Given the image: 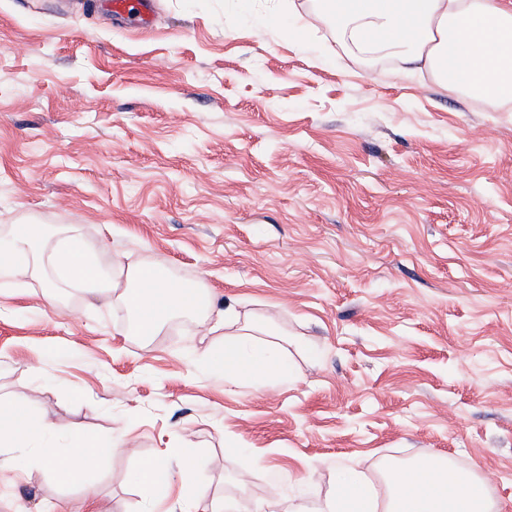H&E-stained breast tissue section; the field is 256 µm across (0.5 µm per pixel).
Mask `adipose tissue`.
<instances>
[{
    "label": "adipose tissue",
    "mask_w": 512,
    "mask_h": 512,
    "mask_svg": "<svg viewBox=\"0 0 512 512\" xmlns=\"http://www.w3.org/2000/svg\"><path fill=\"white\" fill-rule=\"evenodd\" d=\"M305 25L334 30L339 44L370 64L398 63L402 72H427L445 90L512 103V0H318ZM49 268L50 287L75 290L89 307L121 305L138 335L151 336L167 322L190 319L224 342L197 359L226 385L285 382L293 370L259 317L220 307L199 284L172 279L158 264H102L71 226L48 228L21 222L0 231V280ZM51 425L23 403L0 399V470L18 469L11 450L45 437ZM121 441L74 434L70 448L44 449L29 470L44 469L58 482L78 484L105 459L124 451ZM147 504L165 500L172 482L182 494L169 512H235L232 502L206 501L198 490L195 458L187 453L143 461L136 473ZM383 490L355 465L342 468L333 494L317 512H491L485 482L452 471L445 459L423 455L383 473Z\"/></svg>",
    "instance_id": "adipose-tissue-1"
}]
</instances>
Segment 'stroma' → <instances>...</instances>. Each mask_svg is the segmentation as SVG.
<instances>
[{"instance_id": "1", "label": "stroma", "mask_w": 512, "mask_h": 512, "mask_svg": "<svg viewBox=\"0 0 512 512\" xmlns=\"http://www.w3.org/2000/svg\"><path fill=\"white\" fill-rule=\"evenodd\" d=\"M0 0V225H74L299 340L293 379L225 385L189 320L142 337L38 273L0 284V397L122 440L87 485L0 471V512H142L174 451L207 498L336 489L350 461L446 458L512 512V111L242 19L234 0ZM312 484H305V477ZM151 2V0H108L112 12L134 16L141 26H146L151 22Z\"/></svg>"}]
</instances>
